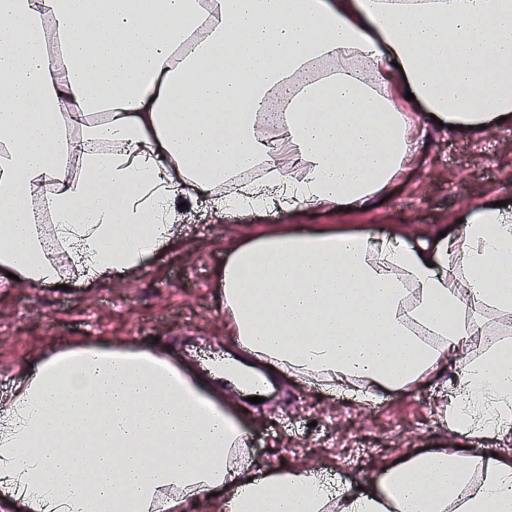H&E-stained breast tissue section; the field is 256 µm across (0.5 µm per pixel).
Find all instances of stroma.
<instances>
[{
  "mask_svg": "<svg viewBox=\"0 0 512 512\" xmlns=\"http://www.w3.org/2000/svg\"><path fill=\"white\" fill-rule=\"evenodd\" d=\"M413 116L425 128L414 163L384 202L368 209H292L277 197L259 210L227 209L219 194L199 195L181 210L176 236L137 271L77 278L65 262L59 289L1 280L0 405L30 364L70 345L153 343L194 370L236 353L224 336L227 253L276 225L397 230L414 242L443 230L457 233L486 202L512 204V125L463 135L437 127L421 107ZM503 340L512 341V324L485 315L442 376H421L407 390L370 398L359 389L331 391L280 375L258 404L225 384L224 405L239 416L255 469L317 468L335 486H369L378 468L435 448L512 456V428L461 435L451 424L449 401L459 369Z\"/></svg>",
  "mask_w": 512,
  "mask_h": 512,
  "instance_id": "35a3bbf8",
  "label": "stroma"
}]
</instances>
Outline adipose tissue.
Masks as SVG:
<instances>
[{
	"mask_svg": "<svg viewBox=\"0 0 512 512\" xmlns=\"http://www.w3.org/2000/svg\"><path fill=\"white\" fill-rule=\"evenodd\" d=\"M409 92L462 133L512 124V0H0V272L45 286L64 259L137 270L178 197L245 173L225 206L263 208L272 186L367 206L414 155ZM486 314L512 321V217L489 204L414 243L287 224L224 265L226 336L331 390H406ZM458 381L455 430L512 424L511 341ZM0 485L27 512H185L214 494L227 512H512V462L457 448L386 465L364 492L253 472L219 379L125 345L39 358L0 410Z\"/></svg>",
	"mask_w": 512,
	"mask_h": 512,
	"instance_id": "1",
	"label": "adipose tissue"
}]
</instances>
